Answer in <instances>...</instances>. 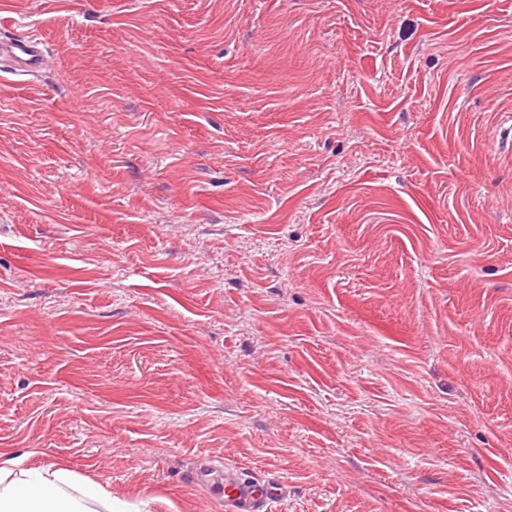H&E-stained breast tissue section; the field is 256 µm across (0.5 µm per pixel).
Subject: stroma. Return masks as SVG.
Segmentation results:
<instances>
[{"label": "stroma", "instance_id": "35a3bbf8", "mask_svg": "<svg viewBox=\"0 0 512 512\" xmlns=\"http://www.w3.org/2000/svg\"><path fill=\"white\" fill-rule=\"evenodd\" d=\"M0 449L149 512H512V0H0ZM0 54L7 57L15 70L38 72L46 61V50L40 37L31 30L0 43ZM221 467L206 465L196 474L198 486L221 498L224 512H271L273 505L282 498L279 484L256 478H246L240 471L224 464V480L219 477Z\"/></svg>", "mask_w": 512, "mask_h": 512}]
</instances>
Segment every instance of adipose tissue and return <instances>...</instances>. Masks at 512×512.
Instances as JSON below:
<instances>
[{
    "instance_id": "ef3b65f1",
    "label": "adipose tissue",
    "mask_w": 512,
    "mask_h": 512,
    "mask_svg": "<svg viewBox=\"0 0 512 512\" xmlns=\"http://www.w3.org/2000/svg\"><path fill=\"white\" fill-rule=\"evenodd\" d=\"M0 512H130V507L106 486L67 468L24 469L17 458L0 454Z\"/></svg>"
}]
</instances>
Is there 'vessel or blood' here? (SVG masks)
Returning a JSON list of instances; mask_svg holds the SVG:
<instances>
[{
  "mask_svg": "<svg viewBox=\"0 0 512 512\" xmlns=\"http://www.w3.org/2000/svg\"><path fill=\"white\" fill-rule=\"evenodd\" d=\"M0 54L12 62L14 69L22 72L40 71L46 61L44 44L31 30L0 42ZM196 480L206 492L223 500L224 512H272L274 504L283 495L279 484L243 477L229 464L222 468L204 466Z\"/></svg>",
  "mask_w": 512,
  "mask_h": 512,
  "instance_id": "1",
  "label": "vessel or blood"
}]
</instances>
